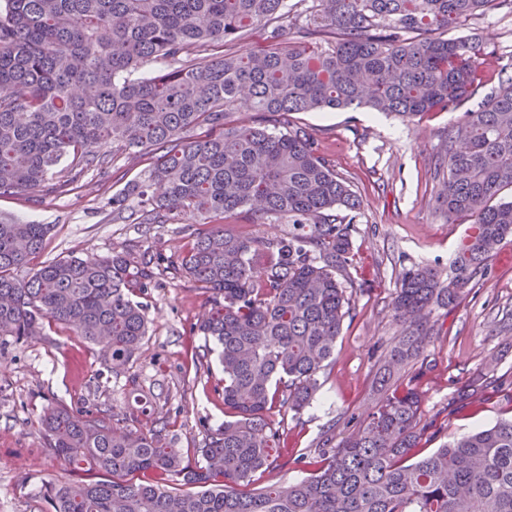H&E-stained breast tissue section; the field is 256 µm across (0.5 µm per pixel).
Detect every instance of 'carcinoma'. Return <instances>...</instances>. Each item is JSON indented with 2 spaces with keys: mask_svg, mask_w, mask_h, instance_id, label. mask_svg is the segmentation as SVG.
I'll return each instance as SVG.
<instances>
[{
  "mask_svg": "<svg viewBox=\"0 0 512 512\" xmlns=\"http://www.w3.org/2000/svg\"><path fill=\"white\" fill-rule=\"evenodd\" d=\"M512 0H0V197L63 193L110 144L158 151L146 180L112 196V212L141 224L170 214L216 219L176 260L208 293L193 326L220 346L228 419L194 462L162 430H118L112 416L50 407L49 452L100 480L51 482V512H512V419L413 459L432 427L423 398L395 378L433 342L434 308H453L512 242V77L448 128L436 202L471 233L448 281L436 268L402 273L393 301L401 332L376 378L380 400L340 443L301 458L292 485L239 487L278 466L284 432L268 418L299 415L336 360L351 308L337 272L358 264L348 213L361 202L318 152L295 112L367 107L413 121L449 111L483 81L485 47L443 34ZM263 44L233 46L254 29ZM228 47L219 56L209 47ZM328 47H323V44ZM150 63L162 75L140 76ZM200 126L208 134L195 137ZM137 204L131 210L130 201ZM286 218L288 234H240L229 215ZM49 224L0 221V337L67 326L102 346L119 372L142 348L148 290L165 257L149 248L89 261L48 262L28 279ZM492 369L459 390L472 402ZM155 473L152 483L127 476Z\"/></svg>",
  "mask_w": 512,
  "mask_h": 512,
  "instance_id": "cac0c4a2",
  "label": "carcinoma"
}]
</instances>
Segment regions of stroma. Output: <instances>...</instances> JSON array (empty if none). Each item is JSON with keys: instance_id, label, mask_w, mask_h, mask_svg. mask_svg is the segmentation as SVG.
<instances>
[{"instance_id": "1", "label": "stroma", "mask_w": 512, "mask_h": 512, "mask_svg": "<svg viewBox=\"0 0 512 512\" xmlns=\"http://www.w3.org/2000/svg\"><path fill=\"white\" fill-rule=\"evenodd\" d=\"M448 35L477 38L490 51L482 85L454 110L411 123L364 108L292 116L362 200L352 234L361 263L353 274L352 309L337 340L336 361L320 373L312 405L297 419L270 412L288 438V451L270 479L293 484L307 478L310 469L299 463V455H314L325 435L344 439L354 416L377 401L375 376L399 334L392 303L403 270L429 265L447 275L469 232L468 224L449 223L435 203L442 179L437 159L449 126L512 76V10L473 17ZM154 159L151 152L132 156L120 150L85 171L67 192L0 197V220L51 225L38 257L42 263L67 256L94 260L131 246L174 261L208 224L183 215L163 224H133L108 204L129 182L143 179ZM490 266L488 278L459 306L436 309L431 316L436 338L418 388L424 410L436 420L422 437L418 456L452 436L512 418V243L492 256ZM206 298L198 284L169 266L148 296L142 351L118 373L103 365L99 346L58 324L47 325L37 338L0 343V512H49L42 484L73 477L45 448L39 430L51 406L110 411L121 430L164 429L172 446L194 459L209 430L225 419L218 348L192 330ZM489 361L494 375L473 403L458 411L450 407L456 390Z\"/></svg>"}]
</instances>
